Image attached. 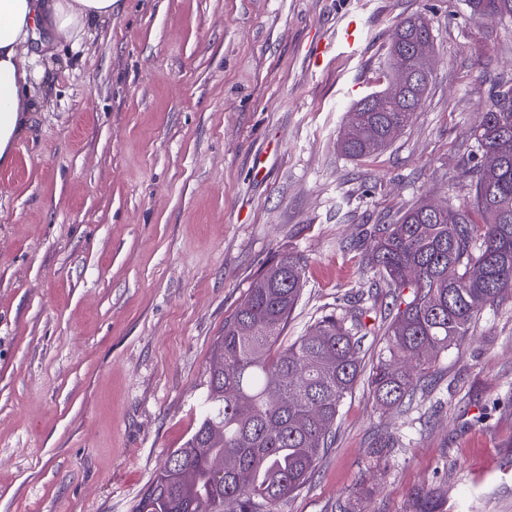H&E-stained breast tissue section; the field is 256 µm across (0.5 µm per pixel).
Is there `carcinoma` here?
Segmentation results:
<instances>
[{"label":"carcinoma","mask_w":512,"mask_h":512,"mask_svg":"<svg viewBox=\"0 0 512 512\" xmlns=\"http://www.w3.org/2000/svg\"><path fill=\"white\" fill-rule=\"evenodd\" d=\"M470 3L480 20L512 17V0ZM424 34L431 35L425 17L404 21L389 54L409 50ZM427 88L409 74L379 111L356 102L358 122L340 132V153L361 159L384 150L390 129H405ZM475 140L479 161L464 171L474 187L473 210L420 202L391 224L364 229L366 267L377 285L395 294L409 290L370 376L383 408L412 401L432 361L459 344L484 309L512 294V150H503L512 141V87L495 91ZM475 267L483 272L479 279ZM303 270L300 257H278L224 322L198 425L169 453L137 512H278L312 477L362 373L361 322L353 314L324 315L281 347ZM226 458L236 462V474L224 472Z\"/></svg>","instance_id":"obj_1"}]
</instances>
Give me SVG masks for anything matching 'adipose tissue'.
<instances>
[{"label":"adipose tissue","instance_id":"ef3b65f1","mask_svg":"<svg viewBox=\"0 0 512 512\" xmlns=\"http://www.w3.org/2000/svg\"><path fill=\"white\" fill-rule=\"evenodd\" d=\"M116 0H0V163L11 160L43 58L112 18Z\"/></svg>","mask_w":512,"mask_h":512}]
</instances>
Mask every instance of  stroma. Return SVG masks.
Listing matches in <instances>:
<instances>
[{
  "label": "stroma",
  "mask_w": 512,
  "mask_h": 512,
  "mask_svg": "<svg viewBox=\"0 0 512 512\" xmlns=\"http://www.w3.org/2000/svg\"><path fill=\"white\" fill-rule=\"evenodd\" d=\"M426 16V98L381 153L336 150L385 89L397 26ZM359 20L354 54L336 25ZM328 50L312 63L318 45ZM0 167V512H135L194 431L212 350L265 265L306 262L291 343L362 309L375 365L399 304L362 229L418 202L473 204L472 136L512 86V18L469 0H118L48 61ZM381 409L359 382L310 481L279 512H512V297ZM388 440L394 450L374 463Z\"/></svg>",
  "instance_id": "35a3bbf8"
}]
</instances>
